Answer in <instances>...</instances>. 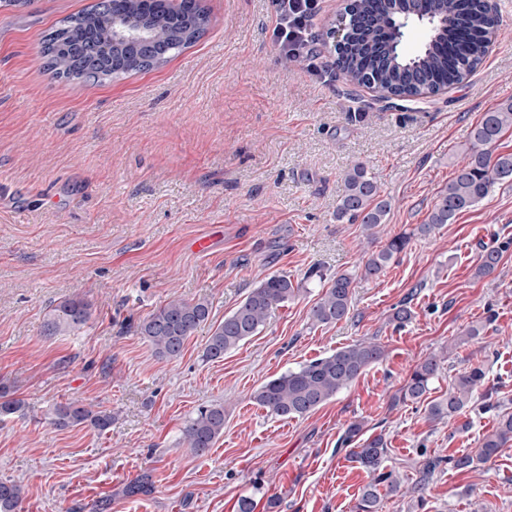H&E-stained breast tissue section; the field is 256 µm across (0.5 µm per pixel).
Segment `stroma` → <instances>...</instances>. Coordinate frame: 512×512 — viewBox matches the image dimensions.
I'll return each mask as SVG.
<instances>
[{
    "instance_id": "obj_1",
    "label": "stroma",
    "mask_w": 512,
    "mask_h": 512,
    "mask_svg": "<svg viewBox=\"0 0 512 512\" xmlns=\"http://www.w3.org/2000/svg\"><path fill=\"white\" fill-rule=\"evenodd\" d=\"M95 0L0 8V387L22 412L0 421V482L23 488L20 512H352L369 476L338 440L360 422L383 434L387 469L407 494L381 512H512V446L478 469H451L512 411V182L430 235L417 232L465 165L484 112L512 102V0H497V39L464 84L385 99L336 72L326 43L345 0H322L313 57L283 65L270 0H201L202 36L146 72L100 82L57 77L43 42ZM375 174L391 207L374 241L408 234L383 276H361V224L337 221L351 162ZM502 257L487 276L485 251ZM319 267L324 280L306 279ZM354 283L350 319L314 326L328 277ZM300 281L264 328L205 360L207 329L179 358L154 355L137 324L180 297L208 300L223 322L264 276ZM91 306L83 327L46 336L61 301ZM407 305L412 318L393 321ZM480 334L468 337L470 328ZM387 351L309 415L283 419L253 401L268 379L361 339ZM441 358L430 398L482 365L469 407L441 423L392 405L413 367ZM79 401L112 415L104 431L50 422ZM224 405L206 454L183 429L198 406ZM438 461L417 504L409 489ZM150 472L147 495L125 486Z\"/></svg>"
}]
</instances>
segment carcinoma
I'll return each mask as SVG.
<instances>
[{"label":"carcinoma","mask_w":512,"mask_h":512,"mask_svg":"<svg viewBox=\"0 0 512 512\" xmlns=\"http://www.w3.org/2000/svg\"><path fill=\"white\" fill-rule=\"evenodd\" d=\"M352 15L373 14L372 23L365 28H351L346 44L338 49L337 62L342 76L348 81L372 87L385 97L404 99L423 98L463 82L476 72L484 61L486 51L496 37L493 26L480 0H447L448 25L437 22L429 26L427 41L414 55L405 56L398 49V30L395 22L404 18L403 5L390 14H374V7L365 0L349 5ZM196 25L195 14L178 20L159 14L151 15L149 26L152 38L160 43L179 41L178 49L192 44L190 37L177 38ZM90 33L94 42L86 46L90 56L96 48L112 40L110 14L94 6L70 17L45 38L44 55L47 67L55 75L72 79L105 80L113 75L112 59L98 58L94 68L79 67L72 48L83 34ZM512 129V102L484 113L472 130L469 161L459 169L440 194L427 223L419 226L426 236L436 227L449 224L462 211L481 202L494 184L512 180V153L489 152L503 134ZM343 190L336 205V220L360 223L368 231L385 222L388 201L381 198L375 176L361 163H354L342 176ZM407 236H396L376 253L368 256L363 277L378 279L394 257L409 244ZM500 252L488 250L481 256L478 274L494 272ZM300 286L286 274L262 278L241 300L233 312L224 317L216 328L210 329L203 357L217 360L237 348L265 326L271 312L288 302ZM353 310V280L338 274L331 285L313 305L309 319L312 325L325 326L349 318ZM210 303L205 299L187 301L171 299L159 306L138 325L137 331L161 358L181 356L189 338L209 321ZM90 307L81 298H69L54 306L44 323L46 336H57L85 324ZM385 348L374 341H359L341 347L333 353L305 363L264 382L253 395L255 402L268 413L282 418H300L318 409L340 391L350 386L364 371L384 360ZM440 360L429 356L418 363L394 396L396 403L424 405L431 422L451 420L469 407L476 388L482 384L485 372L479 365L470 366L455 377L448 396L428 399L430 384L438 373ZM23 402L7 398L0 392V418L20 412ZM52 423L58 428L88 424L104 431L112 424V413L93 412L77 401L58 404L53 410ZM362 425L348 426L342 444L350 447L353 461L365 468L371 480L362 489L354 512H378L379 487L389 494L401 491L402 480L393 470L383 467L388 448L383 435L360 438ZM188 448L195 454L207 452L224 434V404L212 403L197 409L183 430ZM512 442V412L498 415L493 430L483 436L476 454L465 453L448 457V464L459 472H467L497 456ZM23 489L17 483L0 482V512H18Z\"/></svg>","instance_id":"obj_1"}]
</instances>
